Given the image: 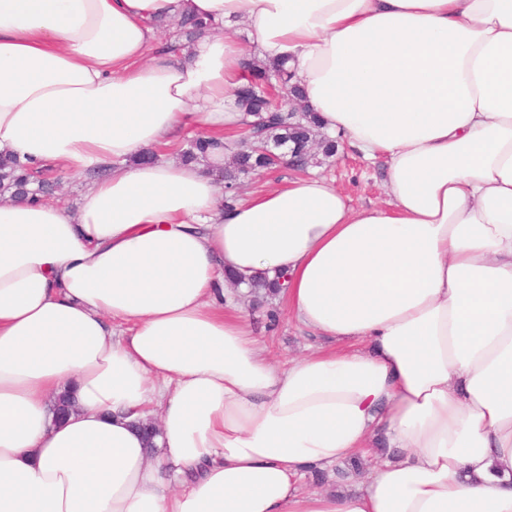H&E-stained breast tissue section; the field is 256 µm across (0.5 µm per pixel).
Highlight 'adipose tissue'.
Instances as JSON below:
<instances>
[{
	"label": "adipose tissue",
	"instance_id": "obj_1",
	"mask_svg": "<svg viewBox=\"0 0 512 512\" xmlns=\"http://www.w3.org/2000/svg\"><path fill=\"white\" fill-rule=\"evenodd\" d=\"M184 16L209 32L160 45ZM255 59L384 203L301 176L225 207ZM188 129L212 148L167 159ZM1 156L86 185L0 194V512H512V0H0ZM259 274L328 346L263 354ZM47 178L51 181L58 179L49 200L58 203L69 212H74L80 203L84 181L54 169H49Z\"/></svg>",
	"mask_w": 512,
	"mask_h": 512
}]
</instances>
